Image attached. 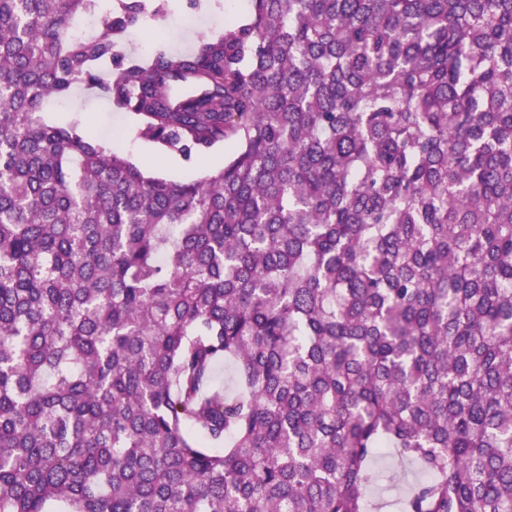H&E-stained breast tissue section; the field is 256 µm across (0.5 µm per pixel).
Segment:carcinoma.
<instances>
[{"mask_svg": "<svg viewBox=\"0 0 512 512\" xmlns=\"http://www.w3.org/2000/svg\"><path fill=\"white\" fill-rule=\"evenodd\" d=\"M251 2L142 62L163 4L0 0V512H369L386 453L512 512V0ZM81 86L236 150L147 177ZM74 109L82 111L86 117L85 123L70 117ZM43 112L48 123L76 125L82 135L128 157L147 174L170 180L193 181L205 172L220 169L224 166V158L234 149V144L230 142L217 147L206 157L193 156L191 159H184L168 154L155 144L136 136L131 139L129 133L132 125L129 115L111 110L107 101L96 90L80 88L70 101L47 100ZM137 144L150 147L151 152L140 153L136 148Z\"/></svg>", "mask_w": 512, "mask_h": 512, "instance_id": "obj_1", "label": "carcinoma"}]
</instances>
